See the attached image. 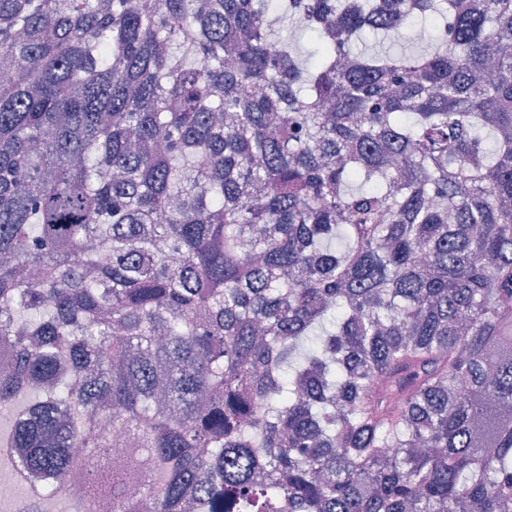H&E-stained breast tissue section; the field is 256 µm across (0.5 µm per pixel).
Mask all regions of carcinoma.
Segmentation results:
<instances>
[{"instance_id": "carcinoma-1", "label": "carcinoma", "mask_w": 512, "mask_h": 512, "mask_svg": "<svg viewBox=\"0 0 512 512\" xmlns=\"http://www.w3.org/2000/svg\"><path fill=\"white\" fill-rule=\"evenodd\" d=\"M2 343L34 512H512V0H0Z\"/></svg>"}]
</instances>
